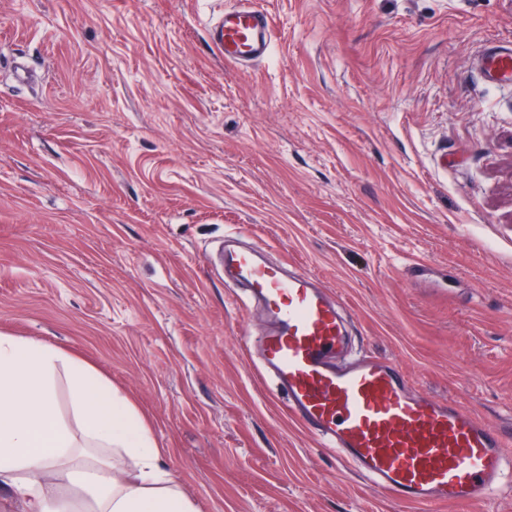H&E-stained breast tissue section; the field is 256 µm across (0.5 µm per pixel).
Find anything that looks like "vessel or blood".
I'll return each mask as SVG.
<instances>
[{"label": "vessel or blood", "mask_w": 512, "mask_h": 512, "mask_svg": "<svg viewBox=\"0 0 512 512\" xmlns=\"http://www.w3.org/2000/svg\"><path fill=\"white\" fill-rule=\"evenodd\" d=\"M211 36L241 66L273 44L271 19L252 0L225 9ZM479 68L492 83L511 78L512 47L488 45ZM224 276L273 320L257 345L259 371L289 418L375 488L408 505L478 504L512 482V435L413 388L394 362L351 354L340 303L312 274L232 248Z\"/></svg>", "instance_id": "1"}]
</instances>
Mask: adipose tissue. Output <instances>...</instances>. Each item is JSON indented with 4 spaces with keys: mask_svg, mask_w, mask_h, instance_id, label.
<instances>
[{
    "mask_svg": "<svg viewBox=\"0 0 512 512\" xmlns=\"http://www.w3.org/2000/svg\"><path fill=\"white\" fill-rule=\"evenodd\" d=\"M64 372L73 419L53 381ZM128 399L85 363L0 336V486L31 512H197Z\"/></svg>",
    "mask_w": 512,
    "mask_h": 512,
    "instance_id": "1",
    "label": "adipose tissue"
}]
</instances>
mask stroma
Instances as JSON below:
<instances>
[{"label":"stroma","instance_id":"35a3bbf8","mask_svg":"<svg viewBox=\"0 0 512 512\" xmlns=\"http://www.w3.org/2000/svg\"><path fill=\"white\" fill-rule=\"evenodd\" d=\"M254 2L243 70L207 43L232 0H0V334L109 380L199 512H417L288 418L215 253L288 259L354 350L512 423V80L476 66L512 0Z\"/></svg>","mask_w":512,"mask_h":512}]
</instances>
